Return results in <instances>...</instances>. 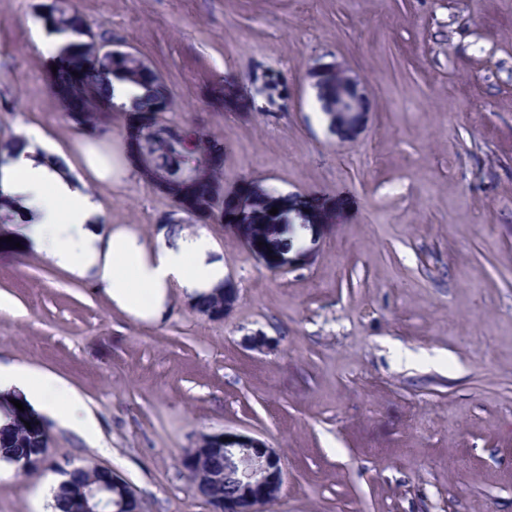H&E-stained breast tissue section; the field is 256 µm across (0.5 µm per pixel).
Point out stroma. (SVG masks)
<instances>
[{"mask_svg": "<svg viewBox=\"0 0 512 512\" xmlns=\"http://www.w3.org/2000/svg\"><path fill=\"white\" fill-rule=\"evenodd\" d=\"M37 2L0 0V143L23 120L79 174L87 149L109 154L88 180L106 223L206 229L233 304L209 318L175 286L163 320L135 319L0 224V364L97 422L52 424L44 463L0 480V512H50L69 464L111 468L145 512H214L183 461L227 430L285 465L263 512H512V0H69L167 83L168 121L223 142L227 203L277 208L260 240L181 212L122 122L80 138ZM335 72L362 111L324 112Z\"/></svg>", "mask_w": 512, "mask_h": 512, "instance_id": "35a3bbf8", "label": "stroma"}]
</instances>
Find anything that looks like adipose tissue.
<instances>
[{"instance_id": "obj_1", "label": "adipose tissue", "mask_w": 512, "mask_h": 512, "mask_svg": "<svg viewBox=\"0 0 512 512\" xmlns=\"http://www.w3.org/2000/svg\"><path fill=\"white\" fill-rule=\"evenodd\" d=\"M62 157L45 131L27 125L0 152V203L26 214L19 231L29 250L67 270L92 273L116 307L152 321L164 317L173 285L205 293L222 280L223 268L201 259L210 246L206 233L173 249L161 236L148 244L132 230L106 228L101 205L62 167ZM1 391L80 432L94 427L80 398L52 377L35 380L23 368L0 366Z\"/></svg>"}]
</instances>
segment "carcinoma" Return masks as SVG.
I'll return each mask as SVG.
<instances>
[{"instance_id": "obj_1", "label": "carcinoma", "mask_w": 512, "mask_h": 512, "mask_svg": "<svg viewBox=\"0 0 512 512\" xmlns=\"http://www.w3.org/2000/svg\"><path fill=\"white\" fill-rule=\"evenodd\" d=\"M38 18L48 31L64 37L75 36L77 43H70L60 52L56 73L50 85H70L72 73L80 74L83 87L94 90L97 98L107 104L105 108L89 107L74 119L80 129L95 133L106 131L112 120L122 119L127 113L124 105L114 102L111 87L114 82H129L145 87L146 93L137 98L133 111L153 115L155 127L140 131L143 148L156 168L164 173L162 191L173 197L182 182L197 171L206 177L196 186L201 202L212 211H224V145L203 131L184 126L181 134H169V122L164 114L175 106L168 86L138 54L130 51L109 49L110 41L95 39L79 12L53 0L38 5ZM265 205L256 201L250 210L232 220L234 224H275L277 218L266 217ZM203 311L221 312L224 309V293H211L198 303ZM0 411L5 422L0 424V460L14 463L20 456L47 441L46 431L40 421L23 415L11 403L7 395L0 396ZM30 426H25V423ZM198 474L193 481L195 493L212 505L233 496L237 487L224 481V456L207 453L197 456ZM102 474L92 465H79L67 472L53 494L52 507L58 512H74L75 505L84 500L87 489L100 482Z\"/></svg>"}]
</instances>
